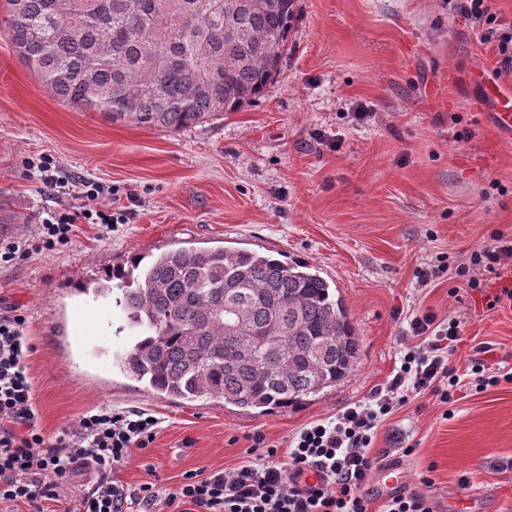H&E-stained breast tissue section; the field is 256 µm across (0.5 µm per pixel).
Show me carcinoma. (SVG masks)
Listing matches in <instances>:
<instances>
[{"mask_svg":"<svg viewBox=\"0 0 512 512\" xmlns=\"http://www.w3.org/2000/svg\"><path fill=\"white\" fill-rule=\"evenodd\" d=\"M20 59L58 100L113 123L181 131L236 112L276 74L296 0H3ZM232 28L236 36L229 37ZM138 331L116 363L152 391L238 408L301 404L354 369L342 300L298 259L246 249H170L112 268L96 286ZM243 321L230 331L224 303Z\"/></svg>","mask_w":512,"mask_h":512,"instance_id":"carcinoma-1","label":"carcinoma"}]
</instances>
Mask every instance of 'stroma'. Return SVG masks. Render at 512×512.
<instances>
[{
  "label": "stroma",
  "instance_id": "1",
  "mask_svg": "<svg viewBox=\"0 0 512 512\" xmlns=\"http://www.w3.org/2000/svg\"><path fill=\"white\" fill-rule=\"evenodd\" d=\"M0 9V237L33 238L43 214L85 205L76 186L108 187L97 206L139 205L112 231L77 223L67 244L0 266V316L22 315L40 426L49 439L112 406L158 421L115 477L167 492L185 474L259 459L255 436L285 461L309 424L367 401L399 363L414 312L456 319L450 358L462 383L443 407L422 396L382 418L372 454L404 465V493L433 512H512V382L476 390L479 344L512 373V308L422 271L468 262L495 232L512 234V129L482 87L512 84L493 44L445 0H298L287 52L264 92L239 111L173 132L115 124L57 99L15 53ZM364 120H357V113ZM51 159L57 185L29 173ZM244 248L307 261L336 289L360 341L354 370L300 406L244 411L221 400L172 401L116 366L132 343L126 313L80 293L103 268L177 248ZM412 455H403V447ZM431 485H423V475Z\"/></svg>",
  "mask_w": 512,
  "mask_h": 512
}]
</instances>
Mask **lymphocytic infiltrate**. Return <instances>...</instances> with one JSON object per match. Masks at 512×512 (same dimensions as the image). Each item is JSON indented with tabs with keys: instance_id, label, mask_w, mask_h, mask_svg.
Masks as SVG:
<instances>
[{
	"instance_id": "f902f5d3",
	"label": "lymphocytic infiltrate",
	"mask_w": 512,
	"mask_h": 512,
	"mask_svg": "<svg viewBox=\"0 0 512 512\" xmlns=\"http://www.w3.org/2000/svg\"><path fill=\"white\" fill-rule=\"evenodd\" d=\"M448 4L482 41L494 43L500 67L512 71V23L499 19L489 0ZM132 213L129 207L116 215L101 208L47 212L36 238L22 243L0 238V265L66 243L78 221L108 228L127 223ZM511 270L512 236L499 232L472 252L468 263L423 271L421 280L446 275L476 289L482 276L492 275L501 282L498 292L486 298L492 310L512 306V282L505 280ZM23 325L22 316L0 317V505L23 503L33 512H44L43 502L57 500L59 488L83 474L92 483L75 499L76 512H128L132 502L141 512H371L369 483L376 464L371 448L380 419L426 392L452 404L460 385L448 362L462 340L459 321L444 323L431 313L413 316L400 365L387 382L366 402L347 405L333 419L304 428L294 438L286 463H252L205 477L190 473L162 498L150 485L131 493L113 478L132 447L151 442L157 425L153 416L105 406L83 415L69 438L53 442L43 435L25 367L33 346Z\"/></svg>"
}]
</instances>
